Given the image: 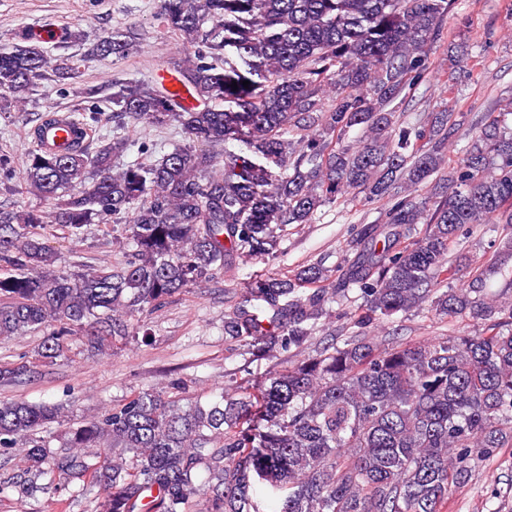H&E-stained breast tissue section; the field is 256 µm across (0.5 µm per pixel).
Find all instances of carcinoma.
<instances>
[{
	"label": "carcinoma",
	"mask_w": 512,
	"mask_h": 512,
	"mask_svg": "<svg viewBox=\"0 0 512 512\" xmlns=\"http://www.w3.org/2000/svg\"><path fill=\"white\" fill-rule=\"evenodd\" d=\"M453 0H155L187 54L170 62L181 91L136 80L90 86L112 112L83 142L42 148L52 107L30 127L24 163L0 154V186L22 182L35 205L0 207V337L44 332L39 356L72 336L103 351L130 335L138 312L230 272L246 257H275L281 232L351 196L386 201L360 223L357 256L336 279L318 263L261 278L224 313V335L300 349L359 292L357 330L252 386L203 406L142 392L68 427L64 450L36 436L64 418L56 404L0 399V457L23 439L24 466L0 494L34 490L66 510L103 491L95 512H260L253 487L286 491L281 512H446L453 490L500 448H512V295L469 287L450 245L466 225H512V124L488 113L463 156L447 164L457 113L407 122L398 112L424 79ZM131 29L105 30L83 54L50 58L24 25L0 46V112L43 81L78 77L83 63L123 59ZM250 84L243 86L242 81ZM237 87H231L232 82ZM177 125L186 143L153 162L117 161L128 125ZM359 128L363 139L346 142ZM236 142L234 151L214 150ZM426 192L419 193V188ZM78 238L89 224H129L123 260L81 274L54 269L51 225ZM512 262V237L495 250ZM427 308L466 317L472 333L385 343L365 333Z\"/></svg>",
	"instance_id": "obj_1"
}]
</instances>
